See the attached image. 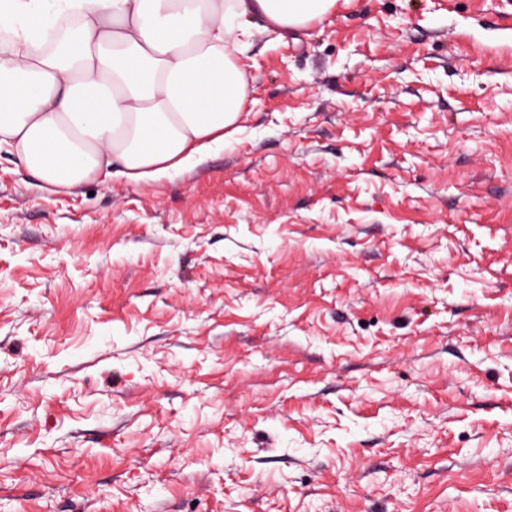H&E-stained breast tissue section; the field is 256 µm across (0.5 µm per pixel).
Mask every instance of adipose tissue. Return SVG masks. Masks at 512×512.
Returning <instances> with one entry per match:
<instances>
[{
    "label": "adipose tissue",
    "mask_w": 512,
    "mask_h": 512,
    "mask_svg": "<svg viewBox=\"0 0 512 512\" xmlns=\"http://www.w3.org/2000/svg\"><path fill=\"white\" fill-rule=\"evenodd\" d=\"M337 0H0V149L47 194L179 172L224 143L249 97L255 20L299 33ZM57 48L37 42L62 17Z\"/></svg>",
    "instance_id": "obj_1"
}]
</instances>
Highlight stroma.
<instances>
[{
    "label": "stroma",
    "instance_id": "1",
    "mask_svg": "<svg viewBox=\"0 0 512 512\" xmlns=\"http://www.w3.org/2000/svg\"><path fill=\"white\" fill-rule=\"evenodd\" d=\"M238 60L188 170L48 197L0 151V512H512V0Z\"/></svg>",
    "mask_w": 512,
    "mask_h": 512
}]
</instances>
